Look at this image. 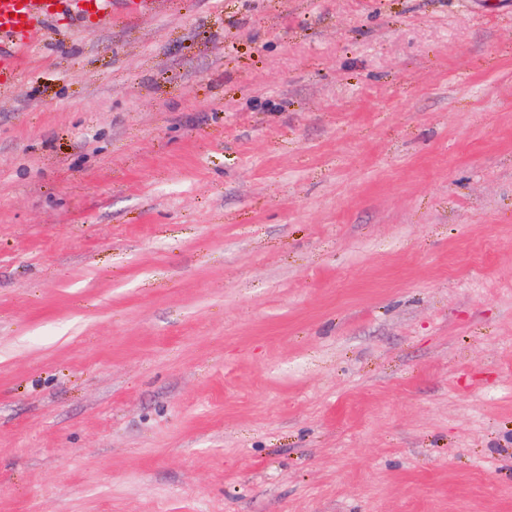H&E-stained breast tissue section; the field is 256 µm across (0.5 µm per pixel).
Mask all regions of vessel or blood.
Here are the masks:
<instances>
[{
  "label": "vessel or blood",
  "instance_id": "1",
  "mask_svg": "<svg viewBox=\"0 0 512 512\" xmlns=\"http://www.w3.org/2000/svg\"><path fill=\"white\" fill-rule=\"evenodd\" d=\"M76 0H0V73L22 64V49L54 15H80Z\"/></svg>",
  "mask_w": 512,
  "mask_h": 512
}]
</instances>
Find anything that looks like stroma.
I'll use <instances>...</instances> for the list:
<instances>
[{"mask_svg": "<svg viewBox=\"0 0 512 512\" xmlns=\"http://www.w3.org/2000/svg\"><path fill=\"white\" fill-rule=\"evenodd\" d=\"M0 512H512V0H155L0 76Z\"/></svg>", "mask_w": 512, "mask_h": 512, "instance_id": "35a3bbf8", "label": "stroma"}]
</instances>
